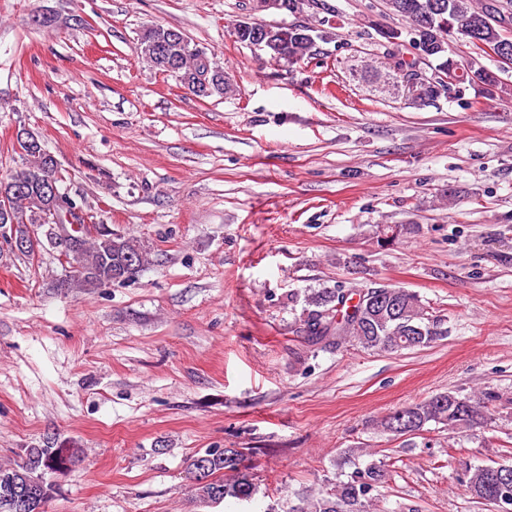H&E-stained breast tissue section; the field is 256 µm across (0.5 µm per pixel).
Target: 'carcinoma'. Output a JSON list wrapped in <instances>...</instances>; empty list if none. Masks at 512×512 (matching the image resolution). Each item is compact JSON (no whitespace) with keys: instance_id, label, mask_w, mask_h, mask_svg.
<instances>
[{"instance_id":"cac0c4a2","label":"carcinoma","mask_w":512,"mask_h":512,"mask_svg":"<svg viewBox=\"0 0 512 512\" xmlns=\"http://www.w3.org/2000/svg\"><path fill=\"white\" fill-rule=\"evenodd\" d=\"M390 13L405 23V29L392 28L386 37L395 38V66H411L417 60L433 58L438 64L420 83L416 92L408 93L414 106H426L440 98L449 97L445 78L453 73L458 79L454 85L456 97L464 95L466 86L480 81L491 92L497 88V76L487 70H465L447 55L448 40L460 35L456 28L442 29L453 22L470 31L466 39L475 38L481 44L494 46L503 40L502 27L512 20V0H387ZM167 31L161 25L147 26L138 35L137 50L155 69L166 70L165 61L153 48L156 38ZM326 39V32L310 25L293 24L285 29L279 40L288 61L301 64L310 59L316 41ZM200 71L199 59L193 53L183 52L177 59V68L171 75L196 97L201 99L221 97L231 83L224 82V69H218L210 81L207 92L196 89V73ZM25 165L6 182H0V199L9 202L10 213L0 216V223L15 226V232L24 234L29 226L44 225L49 216L43 207V196L35 189L16 193V181L22 176H39L48 172L57 174L56 183L64 203L78 207L63 188L66 182L57 161L45 149H36L23 155ZM85 236L79 251L71 257L75 266L74 286L94 287L103 284L89 272L102 267L101 260L112 257L118 264L126 257L134 260V275L149 263V252L134 236L112 237L103 234L91 237L85 227ZM389 308L382 310L374 304L361 288H319L308 292L297 324L307 333L308 347L312 352L327 348L341 349L354 343L367 351L399 353L404 350L426 347L448 336L446 319L433 314L420 295L405 288L381 289ZM498 399L492 389L477 395L463 396L451 391L434 394L411 406L398 408L380 421L383 431L394 438L418 435L426 426L434 424L450 433L469 431L481 427L490 419V407ZM58 445L49 443L41 448H29L24 463L15 467L0 466V494L4 486L15 482L19 512H46L54 489L47 482L46 474L52 468L67 469L79 453L77 448L66 449V455L56 454ZM242 454L235 448L209 449L197 455L190 465L196 498L204 503H220L227 497L238 500L251 499L256 485L246 474ZM512 473V464L467 465L457 475V481L477 502L491 505L496 512H512V477L504 479L497 472ZM390 470L383 458L356 464L350 471L336 473L330 486L319 491H306L293 502H275L266 512H377L378 488L389 477Z\"/></svg>"}]
</instances>
